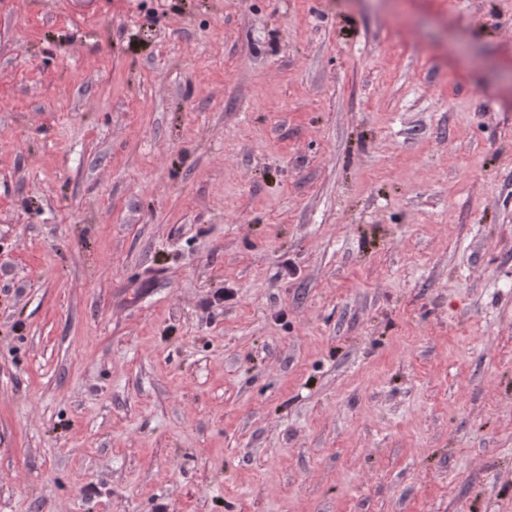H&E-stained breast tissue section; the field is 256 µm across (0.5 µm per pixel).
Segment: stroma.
Returning <instances> with one entry per match:
<instances>
[{"label":"stroma","mask_w":512,"mask_h":512,"mask_svg":"<svg viewBox=\"0 0 512 512\" xmlns=\"http://www.w3.org/2000/svg\"><path fill=\"white\" fill-rule=\"evenodd\" d=\"M0 512H512V0H0Z\"/></svg>","instance_id":"35a3bbf8"}]
</instances>
